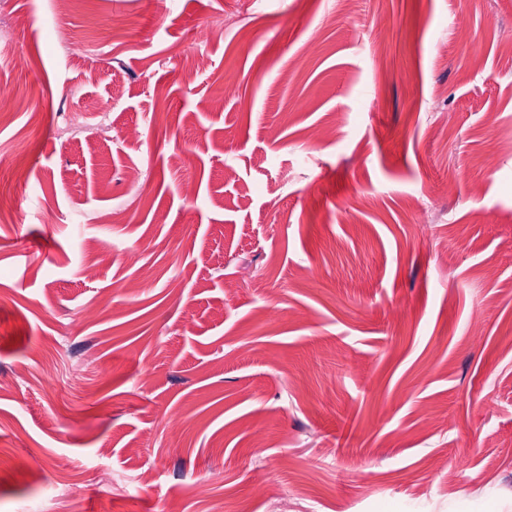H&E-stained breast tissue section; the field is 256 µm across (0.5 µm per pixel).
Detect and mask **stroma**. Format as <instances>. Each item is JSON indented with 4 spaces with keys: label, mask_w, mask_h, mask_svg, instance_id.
Masks as SVG:
<instances>
[{
    "label": "stroma",
    "mask_w": 512,
    "mask_h": 512,
    "mask_svg": "<svg viewBox=\"0 0 512 512\" xmlns=\"http://www.w3.org/2000/svg\"><path fill=\"white\" fill-rule=\"evenodd\" d=\"M0 29L25 102L0 512H268L259 485L287 512H512V0H0Z\"/></svg>",
    "instance_id": "35a3bbf8"
}]
</instances>
